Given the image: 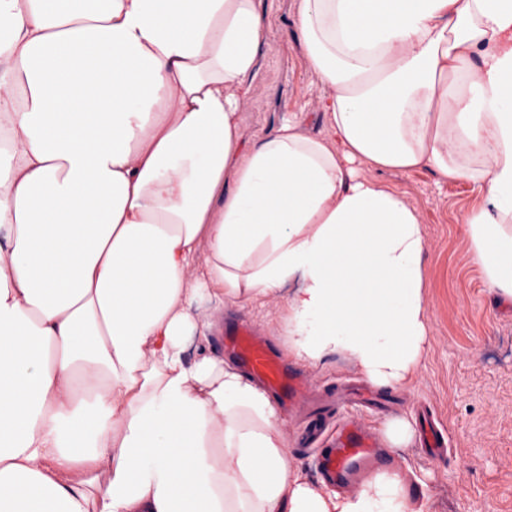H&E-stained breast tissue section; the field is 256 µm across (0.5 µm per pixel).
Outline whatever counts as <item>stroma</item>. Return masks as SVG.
<instances>
[{
	"label": "stroma",
	"instance_id": "obj_1",
	"mask_svg": "<svg viewBox=\"0 0 512 512\" xmlns=\"http://www.w3.org/2000/svg\"><path fill=\"white\" fill-rule=\"evenodd\" d=\"M267 44L242 121L247 141L259 140L291 112L321 128L318 90L297 50L290 0H262ZM381 181L402 192L420 214L426 251L423 271L429 328L426 351L403 390L376 386L381 404L358 411L359 421L385 435L393 419L415 422L428 403L445 429L446 455L433 457L412 434L393 449L395 466L411 470L410 494H427L431 512H512V303L496 300L472 259L464 213L477 201L465 181H443L429 171L384 172ZM310 398L285 412L296 463L316 478L314 450L305 444L314 418L343 415L335 392L358 370L344 357L303 365Z\"/></svg>",
	"mask_w": 512,
	"mask_h": 512
}]
</instances>
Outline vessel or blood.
<instances>
[{
    "label": "vessel or blood",
    "mask_w": 512,
    "mask_h": 512,
    "mask_svg": "<svg viewBox=\"0 0 512 512\" xmlns=\"http://www.w3.org/2000/svg\"><path fill=\"white\" fill-rule=\"evenodd\" d=\"M224 342L238 356L248 373L261 381L281 402L295 403L303 394L301 379L281 361L266 341L255 337L242 323L224 328ZM391 463L377 448L373 436L356 426H341L333 439L317 453V466L331 482L347 483L360 471L386 469Z\"/></svg>",
    "instance_id": "1"
}]
</instances>
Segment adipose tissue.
Wrapping results in <instances>:
<instances>
[{
  "mask_svg": "<svg viewBox=\"0 0 512 512\" xmlns=\"http://www.w3.org/2000/svg\"><path fill=\"white\" fill-rule=\"evenodd\" d=\"M292 5L324 127L248 148L260 0H0V512H430L399 468L309 482L210 344L267 304L290 357L410 382L426 241L382 171L470 183L512 299V0Z\"/></svg>",
  "mask_w": 512,
  "mask_h": 512,
  "instance_id": "obj_1",
  "label": "adipose tissue"
}]
</instances>
